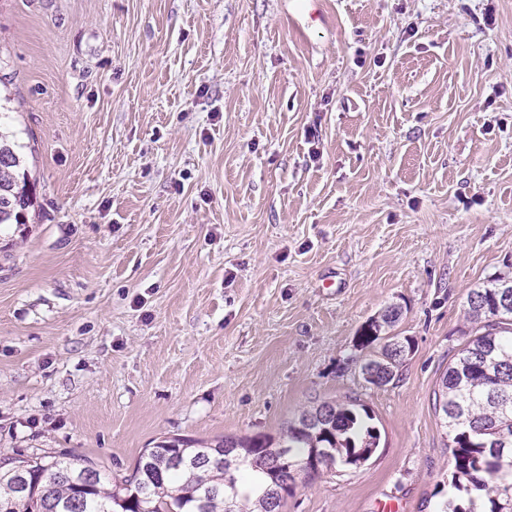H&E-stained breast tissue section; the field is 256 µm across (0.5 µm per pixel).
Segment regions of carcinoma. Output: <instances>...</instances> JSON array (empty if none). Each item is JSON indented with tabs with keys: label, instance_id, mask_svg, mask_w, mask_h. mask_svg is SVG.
Segmentation results:
<instances>
[{
	"label": "carcinoma",
	"instance_id": "carcinoma-1",
	"mask_svg": "<svg viewBox=\"0 0 512 512\" xmlns=\"http://www.w3.org/2000/svg\"><path fill=\"white\" fill-rule=\"evenodd\" d=\"M33 184L13 136L0 123V225L25 224ZM479 324L440 380L436 397L452 455L451 495L436 512H512V275L499 274L467 296ZM396 305L368 321L359 347L389 336ZM413 351L389 336L361 363L372 384L390 383ZM380 433L354 400L302 411L279 436H226L216 443L167 437L147 448L131 474L113 477L70 452L0 459V512H270L297 483L357 467L376 452Z\"/></svg>",
	"mask_w": 512,
	"mask_h": 512
}]
</instances>
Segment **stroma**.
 <instances>
[{
    "mask_svg": "<svg viewBox=\"0 0 512 512\" xmlns=\"http://www.w3.org/2000/svg\"><path fill=\"white\" fill-rule=\"evenodd\" d=\"M0 0L35 207L0 226V457L129 475L166 436L381 433L282 512H434L467 295L512 272V0ZM321 158H314V151ZM414 350L368 384L387 306ZM401 317V310L396 305L389 306L382 314L368 321L361 329L359 347L365 349L382 340L380 336H389Z\"/></svg>",
    "mask_w": 512,
    "mask_h": 512,
    "instance_id": "obj_1",
    "label": "stroma"
}]
</instances>
